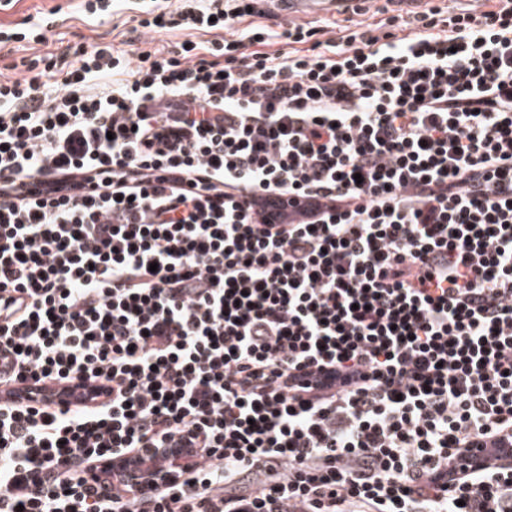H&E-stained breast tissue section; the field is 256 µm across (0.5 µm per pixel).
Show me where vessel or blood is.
Listing matches in <instances>:
<instances>
[{"mask_svg":"<svg viewBox=\"0 0 512 512\" xmlns=\"http://www.w3.org/2000/svg\"><path fill=\"white\" fill-rule=\"evenodd\" d=\"M269 4L280 7L289 19L300 21L317 15H349L362 0H268ZM277 206L271 218L275 224H299L305 216L300 208L288 205L285 197H277ZM112 399L108 392L79 381H51L36 386L30 384H10L0 386V405L14 406L20 403H34L45 406L85 411L102 407ZM474 462L485 466L512 461V447L504 448L488 443L472 452ZM164 456H136L131 468L125 474L126 480L143 481L150 473L163 465Z\"/></svg>","mask_w":512,"mask_h":512,"instance_id":"obj_1","label":"vessel or blood"}]
</instances>
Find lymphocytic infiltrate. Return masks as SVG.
<instances>
[{"label": "lymphocytic infiltrate", "mask_w": 512, "mask_h": 512, "mask_svg": "<svg viewBox=\"0 0 512 512\" xmlns=\"http://www.w3.org/2000/svg\"><path fill=\"white\" fill-rule=\"evenodd\" d=\"M139 12L187 44L0 78V383L112 394L0 407V512H512V464L450 469L512 442V0L337 37ZM147 448L200 455L89 485ZM287 196H273L272 199L278 204V207L273 209V216L270 222L273 224H300L305 221L306 217L302 209L293 207L286 203ZM100 383L82 385L78 380L51 381L33 386L10 384L0 386V405L14 406L34 403L45 406L85 411L102 407L112 401V394L95 389ZM191 463L189 458L184 455H173L170 458L169 466L165 471L160 472L153 478V483L150 485H146L143 487V490H147L148 487H154L157 485H162L169 483L171 481L179 478V474L183 473L184 470L187 469L188 465ZM182 478H179L181 480Z\"/></svg>", "instance_id": "f902f5d3"}]
</instances>
